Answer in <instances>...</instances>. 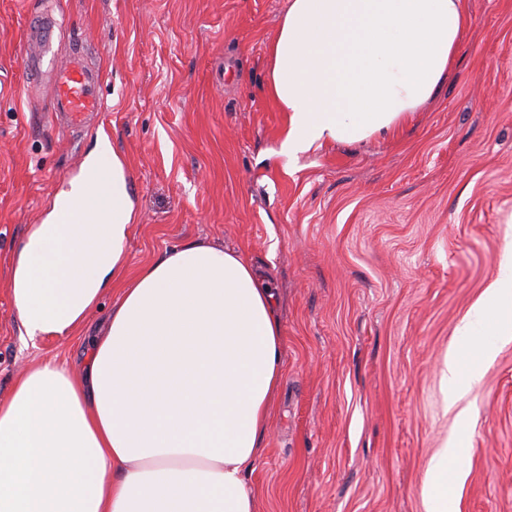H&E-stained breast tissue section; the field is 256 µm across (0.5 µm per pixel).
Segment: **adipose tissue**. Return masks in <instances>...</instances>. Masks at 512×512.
Masks as SVG:
<instances>
[{
    "instance_id": "1",
    "label": "adipose tissue",
    "mask_w": 512,
    "mask_h": 512,
    "mask_svg": "<svg viewBox=\"0 0 512 512\" xmlns=\"http://www.w3.org/2000/svg\"><path fill=\"white\" fill-rule=\"evenodd\" d=\"M468 24L464 0H289L267 83L288 114L282 150L393 136L435 97ZM133 222L126 163L99 134L8 285L33 340L77 334L106 288L121 295L80 376L35 366L0 400V512H256L245 475L283 373L274 295L243 255L195 241L128 275ZM490 336L512 338L511 249L444 359L448 404L492 360ZM464 477L441 448L427 512H449Z\"/></svg>"
}]
</instances>
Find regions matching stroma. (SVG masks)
<instances>
[{"instance_id":"obj_1","label":"stroma","mask_w":512,"mask_h":512,"mask_svg":"<svg viewBox=\"0 0 512 512\" xmlns=\"http://www.w3.org/2000/svg\"><path fill=\"white\" fill-rule=\"evenodd\" d=\"M470 25L435 98L391 138L288 159L267 93L288 0H0V399L19 372L75 367L81 333L30 341L7 285L14 249L106 133L132 177L128 270L175 243L236 250L269 277L283 376L247 475L257 512H426L424 477L461 428L456 512H512V341L448 406L455 330L512 248V0H465ZM65 16L59 51L101 68L84 132L36 125L26 29Z\"/></svg>"}]
</instances>
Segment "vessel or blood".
Here are the masks:
<instances>
[{"label": "vessel or blood", "mask_w": 512, "mask_h": 512, "mask_svg": "<svg viewBox=\"0 0 512 512\" xmlns=\"http://www.w3.org/2000/svg\"><path fill=\"white\" fill-rule=\"evenodd\" d=\"M29 42L32 46L25 60L29 73L48 71L53 82V92L44 117L54 120L63 117L67 127L82 130L91 116L104 109L101 78L82 57L59 58L54 49L50 32L32 29Z\"/></svg>", "instance_id": "b4317fda"}]
</instances>
